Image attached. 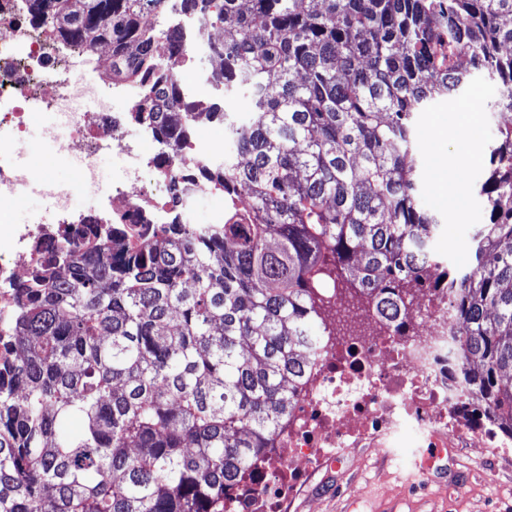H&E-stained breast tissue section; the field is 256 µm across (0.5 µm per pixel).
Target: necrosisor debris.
Segmentation results:
<instances>
[{"label": "necrosis or debris", "instance_id": "necrosis-or-debris-1", "mask_svg": "<svg viewBox=\"0 0 512 512\" xmlns=\"http://www.w3.org/2000/svg\"><path fill=\"white\" fill-rule=\"evenodd\" d=\"M164 24L177 37L188 58H210L220 44L206 32L197 14L185 12L180 0H167ZM102 47L70 43L51 36L30 22L29 0H0V211L17 206V186L46 182L48 166L27 171L12 165L38 113L61 117L55 141L60 155L73 159V176L55 193L51 207L34 224L16 231L17 245L0 253V319L10 320L13 284L24 280L33 262L27 238L52 225L85 228L87 216H74L78 196L111 202L131 219L155 218L157 213L193 221V201L206 194L223 199L224 190L210 181V171L223 167V148L199 135L200 120L189 126L180 154L144 151L128 140L125 115L112 101L130 97L128 86L102 79L96 66ZM89 97L96 111L77 112L75 100ZM109 149L126 161L121 178L100 176L99 153ZM161 211H154L156 196ZM459 325L453 302L444 288L424 289L412 312L389 319L366 313L362 332L330 336L313 356L308 380L296 389V407L275 433L262 463L250 476L226 489L227 512H286L297 491L341 450L387 448L404 430H411L419 447L450 452L482 444L512 446V433L492 418L487 404L463 395L452 362L451 338Z\"/></svg>", "mask_w": 512, "mask_h": 512}]
</instances>
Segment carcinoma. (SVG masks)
<instances>
[{"mask_svg": "<svg viewBox=\"0 0 512 512\" xmlns=\"http://www.w3.org/2000/svg\"><path fill=\"white\" fill-rule=\"evenodd\" d=\"M31 21L112 48L110 76L142 89L131 118L170 153L197 109L177 104L165 0H30ZM222 27L214 103L231 153L222 224L133 222L89 236L47 229L15 286L0 355V512H225L295 409L293 386L342 320L328 286L381 315L416 283L446 288L466 396L512 430V126L480 187L488 223L465 272L435 250L420 200L413 114L474 74L512 111V0H182ZM81 422L79 432L63 431Z\"/></svg>", "mask_w": 512, "mask_h": 512, "instance_id": "cac0c4a2", "label": "carcinoma"}]
</instances>
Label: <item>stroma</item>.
I'll return each mask as SVG.
<instances>
[{
    "label": "stroma",
    "mask_w": 512,
    "mask_h": 512,
    "mask_svg": "<svg viewBox=\"0 0 512 512\" xmlns=\"http://www.w3.org/2000/svg\"><path fill=\"white\" fill-rule=\"evenodd\" d=\"M481 100L477 122L447 102L415 113V158L422 177V203L441 222L436 250L449 263L468 269L471 239L487 221L478 188L487 175L497 129L506 117L496 105L492 83L476 75L463 100ZM478 154L468 159L464 141ZM422 449L411 433L389 448H357L340 467L325 465L298 493L288 512H512V457L500 448H471L449 460L441 479L418 480L416 464Z\"/></svg>",
    "instance_id": "obj_1"
}]
</instances>
